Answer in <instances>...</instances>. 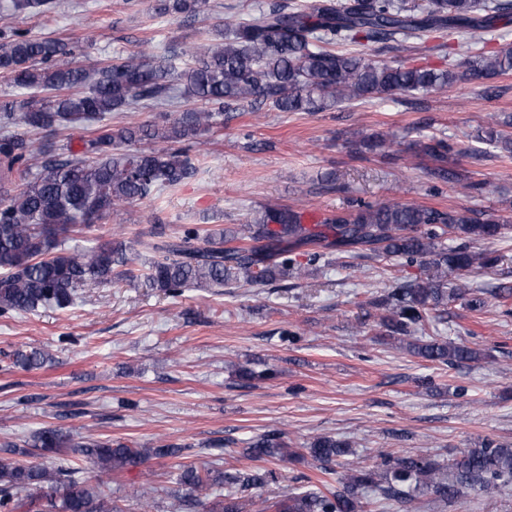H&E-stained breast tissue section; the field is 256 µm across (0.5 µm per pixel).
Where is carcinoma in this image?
<instances>
[{
  "instance_id": "cac0c4a2",
  "label": "carcinoma",
  "mask_w": 512,
  "mask_h": 512,
  "mask_svg": "<svg viewBox=\"0 0 512 512\" xmlns=\"http://www.w3.org/2000/svg\"><path fill=\"white\" fill-rule=\"evenodd\" d=\"M206 0H159L158 10L192 17ZM19 12L45 13L53 0H13ZM512 17V0H319L310 7L274 0L244 22L225 19L216 44L184 43L179 56L187 67L175 71L173 59L155 54L150 43L111 63L84 64L77 47L58 39L31 38L19 30L0 31V74L15 87L30 91L22 99L0 100V314L44 307L65 308L77 291L91 283L112 281L116 267L123 276L152 291L171 296L185 288H224L246 279L271 284L300 278L333 251L365 249L409 263L421 262L429 273L414 283L388 289L380 305V324L407 337L431 314L455 298L445 279L473 269H488L495 259L473 250V244L498 237L504 225L476 210L437 209L410 204H361L348 214L328 216L312 225L302 213L268 206L242 230L222 232L187 227L177 235L162 230L145 244L150 261L139 263L122 240L86 250L65 247L75 227L90 230L127 205L161 187L174 188L195 172L180 144L224 123V114L244 106L269 104L281 111L317 112L330 104L383 98L419 90L442 89L512 71V48L426 68L403 61L397 65L363 53L335 50L338 44L368 48L404 45L426 34L446 31L464 43L478 45L493 36L501 19ZM175 98L199 103L173 118L130 126L116 132L106 116L137 104L164 105ZM96 123L94 136L83 141L82 157L59 159L48 145L35 150L9 129L82 127ZM481 140L512 154V140L494 129ZM137 144L135 150L118 148ZM416 152L436 163L433 174L481 193L486 183L448 168L451 145L426 138ZM460 239L446 246L443 239ZM306 248L307 264L291 255ZM416 355L451 367L479 358L478 350L437 339L408 343ZM51 361L33 348L13 354L14 365L33 370ZM12 454L38 451L43 461L28 465L0 462V512H17L26 504L35 512H122L112 504L108 482L92 487L80 477L75 456L89 460L108 475L177 448H132L110 439H95L56 428H43L23 444H4ZM310 455L330 465L353 454L346 441L317 438ZM247 453L256 458L288 461V443L264 436ZM238 486L224 493V475L184 465L177 484L186 491L213 497L210 512H246L242 493L260 478H232ZM336 489L309 485L271 502L274 512H364L371 493L401 507L418 495L445 502L468 489L478 496L512 491V445L488 441L470 448L444 466L426 456L383 457L336 480Z\"/></svg>"
}]
</instances>
